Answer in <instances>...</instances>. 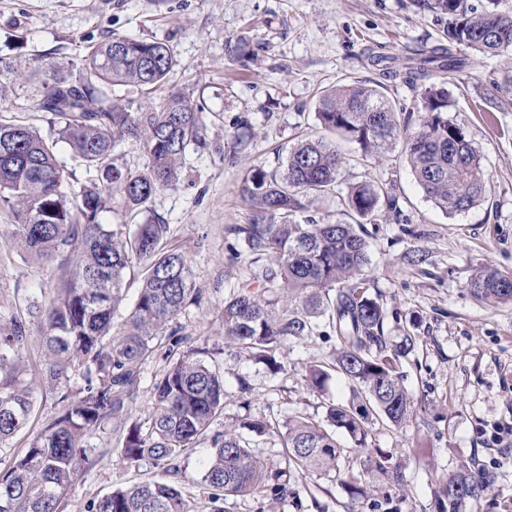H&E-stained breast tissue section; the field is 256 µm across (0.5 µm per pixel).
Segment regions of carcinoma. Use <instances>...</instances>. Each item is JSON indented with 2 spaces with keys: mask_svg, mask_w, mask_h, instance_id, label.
Segmentation results:
<instances>
[{
  "mask_svg": "<svg viewBox=\"0 0 512 512\" xmlns=\"http://www.w3.org/2000/svg\"><path fill=\"white\" fill-rule=\"evenodd\" d=\"M496 0L477 9L468 0H431L428 7L448 16V45L405 58L402 70L382 55L370 56L388 80L421 85V118L416 127L401 123L396 108L375 87L336 85L321 92L316 119L321 129L358 145L365 159L379 158L400 142L408 165L425 196L447 214L466 212L486 200L489 180L482 158L464 128L448 118V96L429 79L439 72H461L465 50L497 56L512 50V19ZM173 66L169 47L158 41L109 37L92 47L79 63V78L56 69L46 75L34 101L51 114L58 139L112 185L121 204L140 214L160 190L174 187L190 149L206 145L205 106L172 92L143 109L112 102V87L134 85L155 92ZM132 140L150 155L145 167L117 164L116 142ZM56 141L29 127L0 119V208L8 209L18 246L41 261L56 264L60 287L48 301L36 298L28 311L40 318L46 349L45 384L54 387L71 377L81 380L74 394H62L58 412L30 445L0 470V512H62V502L88 463L87 437L101 424L123 429L120 448L129 465L151 460L171 466L208 436L212 452L202 477L214 512L237 497L275 503L294 494L291 475L274 472L251 449V438L272 432L254 419L247 434L217 431L224 417V377L186 354L169 364L153 389L147 425H125L140 365L161 345L184 342L171 322L197 299L185 256L169 244V225L148 218L132 232L100 221L112 196L97 186L78 193L66 190L57 164ZM346 158L325 136L298 142L274 173L249 168L240 196L251 208L246 224L229 232L241 240L251 261L267 262V286L240 287L224 299V344L277 365L274 353L286 339L313 336L317 320L327 319L336 346L331 363L309 367L308 386L321 390L330 372L349 385L352 401L331 402L325 416H290L278 431L297 474L340 476L344 448L336 432L347 435L365 454L367 471L401 487L405 472L391 457L367 447L368 426L378 420L399 425L413 413V400L400 381V358L414 350L412 337L397 349L383 336L384 307L366 287L369 264L363 225L379 210L402 222L399 197L391 184L360 182L343 187ZM334 196L343 221L323 224L295 220L307 197ZM141 265L143 282L122 323L114 321L124 300L126 271ZM470 295L489 306H512V272L487 268L467 283ZM23 321L0 325V443L26 427L32 410L31 387L22 379L20 344ZM498 482V473L468 465L446 478L435 491L438 512H470ZM87 512H191L189 501L171 483L146 481L118 487L91 502Z\"/></svg>",
  "mask_w": 512,
  "mask_h": 512,
  "instance_id": "cac0c4a2",
  "label": "carcinoma"
}]
</instances>
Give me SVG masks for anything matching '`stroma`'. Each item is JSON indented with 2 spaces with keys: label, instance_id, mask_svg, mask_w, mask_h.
Returning a JSON list of instances; mask_svg holds the SVG:
<instances>
[{
  "label": "stroma",
  "instance_id": "obj_1",
  "mask_svg": "<svg viewBox=\"0 0 512 512\" xmlns=\"http://www.w3.org/2000/svg\"><path fill=\"white\" fill-rule=\"evenodd\" d=\"M447 16L424 9L421 0H0V113L53 136L48 115L34 111L38 71L79 61L109 36L166 43L174 64L165 91L206 104L214 117L209 149L186 156L178 185L158 192L151 210L170 226V240L185 255L199 291L196 303L174 325L183 352L205 349L204 359L224 376L222 426L244 419L283 423L289 416L321 419L327 401H347L348 385L332 376L323 390L308 387L309 366L330 362L335 340L309 336L284 341L276 350L279 370L247 351L224 345V297L243 285L258 287L261 265L241 256L229 263L236 240L228 228L247 223L251 208L239 195L253 165L281 167L288 149L317 133L315 112L324 89L362 83L377 87L395 107L413 106L415 91L387 80L368 63L369 53L397 59L445 43ZM448 92V116L464 127L489 175V201L448 215L429 201L408 171L401 145L382 158L360 160L356 144L337 139L347 158L345 183H394L407 217L398 224L375 216L367 227L371 295L384 306L385 340L399 346L406 334L415 349L400 371L416 411L395 426L369 428L370 447L406 468L407 484L395 488L365 474L364 458L351 452L342 463L360 476L364 494L317 473L300 477L296 498L283 504L253 497L228 500L226 512H435L439 483L470 464L498 472L497 485L472 512H512V306L476 302L466 284L477 269L512 272V52L470 53L465 73L437 75ZM11 218L0 210V322L26 319L21 348L26 380L34 384L33 413L26 428L0 444V469L58 410L60 391L41 387L43 347L27 306L58 286L55 266L24 257L9 235ZM422 261L410 262L412 253ZM171 358L158 348L140 369L128 422H146L153 385ZM122 432L115 424L95 429L87 443L90 463L65 498L64 512H84L93 500L143 480L175 481L192 512H212L201 489L210 440L178 461L179 472L121 458Z\"/></svg>",
  "mask_w": 512,
  "mask_h": 512
}]
</instances>
